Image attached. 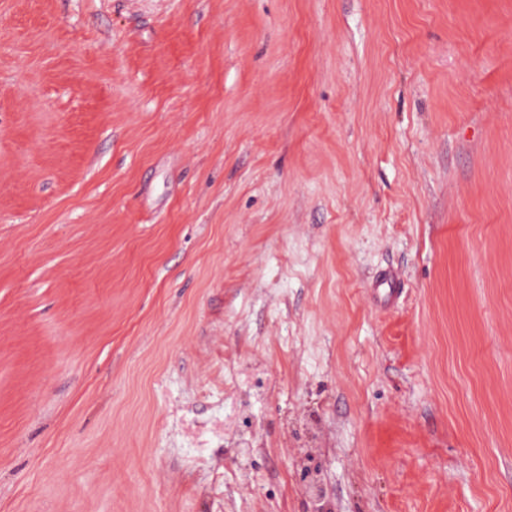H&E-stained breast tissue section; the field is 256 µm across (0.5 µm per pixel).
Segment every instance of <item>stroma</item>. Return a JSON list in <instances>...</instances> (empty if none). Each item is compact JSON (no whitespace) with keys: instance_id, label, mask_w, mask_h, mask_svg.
<instances>
[{"instance_id":"1","label":"stroma","mask_w":512,"mask_h":512,"mask_svg":"<svg viewBox=\"0 0 512 512\" xmlns=\"http://www.w3.org/2000/svg\"><path fill=\"white\" fill-rule=\"evenodd\" d=\"M0 512H512V0H0Z\"/></svg>"}]
</instances>
